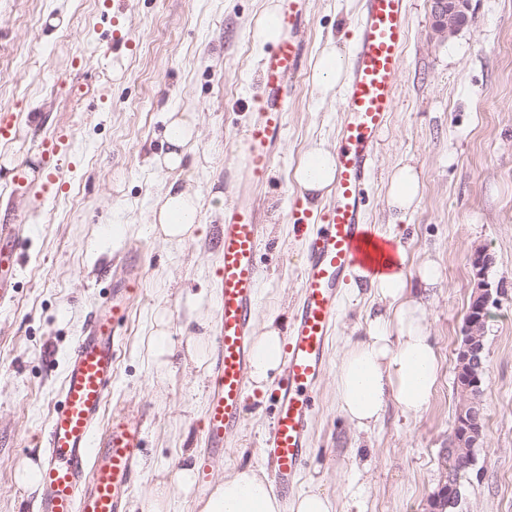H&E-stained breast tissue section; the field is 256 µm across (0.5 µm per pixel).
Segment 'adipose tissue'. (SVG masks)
I'll list each match as a JSON object with an SVG mask.
<instances>
[{
  "mask_svg": "<svg viewBox=\"0 0 512 512\" xmlns=\"http://www.w3.org/2000/svg\"><path fill=\"white\" fill-rule=\"evenodd\" d=\"M344 57L335 41H327L314 64L316 85L330 93L345 79ZM167 151L154 163L168 172L171 182L151 209L149 230L164 242L180 245L201 230L198 195L180 185L185 161L196 145L195 123L187 112H172L162 133ZM294 179L302 194L322 199L335 180V152L314 143L299 161ZM421 174L410 164L393 168L388 185L389 204L400 215L414 211ZM378 311L369 318L365 337L348 344L336 367V405L358 429H374L388 404L404 413L421 415L428 408L439 380V358L428 320V303L414 288L440 287L443 275L437 261L427 258L410 267L403 247L377 262L373 271L358 270ZM283 336L274 319L254 338L249 369L250 385L265 390L280 370ZM198 512H336V502L311 486L283 499L270 487L263 470L237 468L216 482L196 502Z\"/></svg>",
  "mask_w": 512,
  "mask_h": 512,
  "instance_id": "ef3b65f1",
  "label": "adipose tissue"
}]
</instances>
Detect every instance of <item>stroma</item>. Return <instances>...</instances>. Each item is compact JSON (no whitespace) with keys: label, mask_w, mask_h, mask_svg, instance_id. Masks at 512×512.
<instances>
[{"label":"stroma","mask_w":512,"mask_h":512,"mask_svg":"<svg viewBox=\"0 0 512 512\" xmlns=\"http://www.w3.org/2000/svg\"><path fill=\"white\" fill-rule=\"evenodd\" d=\"M269 0H124L114 19L105 0H0V114L15 125L0 142V215L24 227L23 263L12 301L0 303V512H38L15 473L41 450L38 436L57 399L69 355L100 305L104 264L135 260L142 292L120 330L106 408L133 407L146 425L143 474L131 503L148 499L157 473L179 449L200 450L208 373L179 363L164 372L147 360L151 325L166 312L173 346L214 335L218 317L216 227L225 201L250 195L260 221L257 321L288 324L298 303L304 240L289 213L300 197L294 169L322 141L335 146L339 96L320 93L312 65L327 39L349 50L361 0H305L307 58L293 79L283 138L265 187L241 178L240 131L251 119L257 65L265 49L251 28ZM409 40L399 95L373 152L365 208L374 231L395 234L411 262L431 255L443 287L429 290L439 382L426 412L389 405L370 432L336 406L334 370L367 325L366 288H344L329 348L331 370L316 389L313 449L298 487L321 486L337 512H427L448 472L455 422L456 342L472 293L470 257H494L496 293L485 340L483 446L463 480L461 512H512V0H470L467 25L441 39L430 0H407ZM61 25L50 26L51 17ZM196 117L197 144L186 167L202 201L199 238L170 245L153 238L150 210L167 176L151 163L161 150L167 109ZM67 130L74 161H61L68 189L13 195L14 164L37 157L41 141ZM414 158L423 193L398 218L387 205L388 176ZM244 430L211 462L213 479L247 465L270 471L260 440L270 394L247 393Z\"/></svg>","instance_id":"obj_1"}]
</instances>
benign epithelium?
Segmentation results:
<instances>
[{
	"label": "benign epithelium",
	"mask_w": 512,
	"mask_h": 512,
	"mask_svg": "<svg viewBox=\"0 0 512 512\" xmlns=\"http://www.w3.org/2000/svg\"><path fill=\"white\" fill-rule=\"evenodd\" d=\"M431 3L432 30L435 34H453L469 22V0H431ZM492 264L493 256L487 249L475 250L471 258V304L462 329L464 341L462 347L456 350L460 364L468 373V390L460 393L455 421V446L458 448H474L482 437L480 424L484 409L472 399L469 389L477 390L483 383L482 336L486 329L484 312L492 297L487 281V271ZM452 503V483L447 481L430 500L429 512H447Z\"/></svg>",
	"instance_id": "obj_1"
}]
</instances>
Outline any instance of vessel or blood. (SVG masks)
<instances>
[{
	"instance_id": "b4317fda",
	"label": "vessel or blood",
	"mask_w": 512,
	"mask_h": 512,
	"mask_svg": "<svg viewBox=\"0 0 512 512\" xmlns=\"http://www.w3.org/2000/svg\"><path fill=\"white\" fill-rule=\"evenodd\" d=\"M280 38L267 48L258 67L260 91L242 131L243 174L265 185L282 140L289 79L304 61L299 33L307 16L299 0H282L276 14ZM406 0H361L356 36L346 59L341 92L344 119L337 131L336 176L318 218L294 206L289 219L305 239L299 304L288 324L282 373L272 393L273 412L260 452L272 463L270 480L279 493L298 481L309 450L316 387L329 369L328 347L336 326L339 297L349 271L366 265L369 239L363 191L372 169L373 147L394 109L408 41ZM66 136L41 143L42 165H16V193L45 195L61 177L52 158L66 155ZM20 225L0 224V302L11 298L21 267ZM221 260L215 270L221 288L202 426L204 452L197 481L211 479L210 462L243 430L246 372L254 346V321L262 269L259 225L252 205L235 202L224 210L218 237ZM134 266L111 275L100 309L93 311L77 338L43 436L39 460L40 512H127L141 471L146 429L126 411L103 418L112 387L117 329L140 291Z\"/></svg>"
}]
</instances>
